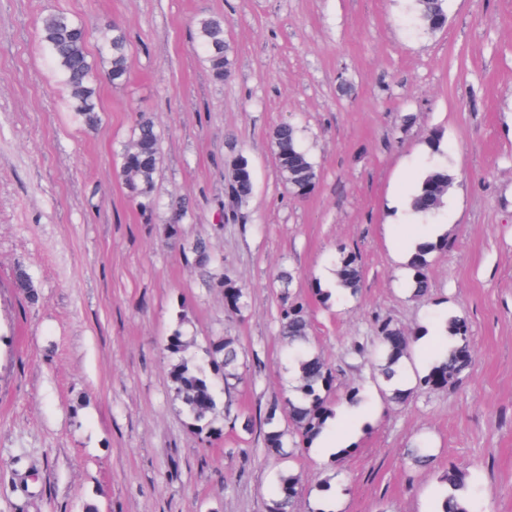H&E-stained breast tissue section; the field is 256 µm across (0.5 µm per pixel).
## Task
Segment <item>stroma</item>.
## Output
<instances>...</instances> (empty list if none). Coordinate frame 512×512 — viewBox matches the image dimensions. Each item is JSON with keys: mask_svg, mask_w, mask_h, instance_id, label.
<instances>
[{"mask_svg": "<svg viewBox=\"0 0 512 512\" xmlns=\"http://www.w3.org/2000/svg\"><path fill=\"white\" fill-rule=\"evenodd\" d=\"M415 0H0V512H267L284 463L235 418L265 413L291 387L279 334L280 269L309 304L319 353L336 370L332 402L359 390L364 428L350 451L301 449L295 512H432L448 466L467 472L472 512H512V0H448L446 27L412 25ZM47 9L125 28L131 73L101 83L98 127L69 112L39 49ZM228 21L233 75L212 79L196 20ZM161 133L154 195L189 201L181 227L205 238L242 314L224 310L210 271L166 244L162 213L142 211L115 168L137 111ZM298 126L319 177L306 197L282 184L270 132ZM441 134L456 180L437 221L445 252L428 299H411L404 256L424 237L400 211L435 162ZM255 183L228 204L231 146ZM363 267L357 298L316 296L340 251ZM38 294L14 286L17 268ZM461 317L471 363L454 384L400 407L373 381L375 353L344 363L375 320L435 329ZM202 357L235 337L241 379L220 397L218 436L191 432L171 389L174 329ZM426 442L432 470L405 448Z\"/></svg>", "mask_w": 512, "mask_h": 512, "instance_id": "35a3bbf8", "label": "stroma"}]
</instances>
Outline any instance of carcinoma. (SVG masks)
<instances>
[{"label":"carcinoma","mask_w":512,"mask_h":512,"mask_svg":"<svg viewBox=\"0 0 512 512\" xmlns=\"http://www.w3.org/2000/svg\"><path fill=\"white\" fill-rule=\"evenodd\" d=\"M418 25L430 32L443 29L448 22L446 0H417ZM227 23L220 15H205L196 22V39L202 50L208 70L214 80L224 81V74L233 64L229 43L226 41ZM39 44L67 90L70 110L88 127L101 120L98 103V76L88 51V26L80 19L59 10L42 13L37 20ZM101 53L108 55L110 69L107 78L114 85L123 84L129 73V41L118 25L108 24L99 30ZM280 178L288 191L297 194L300 189L312 190L318 179L317 166L311 154L302 148L298 131L290 123L277 125L270 135ZM160 163V134L154 117L147 112L139 114L132 137L120 153V173L133 200L144 211L153 209L152 193ZM228 196L232 212H237L253 195L254 179L248 159L236 152L229 162ZM455 183L454 175L445 166L428 171L409 195L410 212L417 216L435 215L444 207ZM189 214V204L181 199L172 202L163 224V235L182 244V253L191 254L194 262L208 268L215 260L210 245L202 238H182L180 226ZM448 240L443 235L434 242L420 243L409 261L413 271L410 294L414 299L428 297L431 288L429 267L432 256L441 251ZM337 298L355 297L363 278L362 266L353 253L344 254L336 261ZM216 284L239 295L238 306L228 313L239 315L248 307L245 291L233 285L224 273H213ZM15 285L29 302L37 300L26 271L15 273ZM279 333L286 340L292 362L295 364L297 385L291 393L273 403L266 413L255 420L244 418V429L259 428L265 448L281 457L293 458L305 444L320 433L332 409L328 395L336 380L333 369L320 353L315 351L311 336V322L307 304L284 293L279 317ZM446 341L430 363L424 375H409L407 363L417 335L385 320L376 322L373 343L381 356L376 377L382 396L390 403L405 404L419 389L445 387L457 381L468 367L469 342L464 322L450 316L443 325ZM204 363L180 358L171 370L173 392L190 419L192 433L202 442L214 435L213 424L217 413L218 386H231L239 381V347L231 337H219L210 342ZM414 466L428 468L434 458L430 450L420 444L407 449ZM440 493L435 512H470L465 474L450 467L440 477ZM299 478L291 471L276 474L270 492L268 512H294Z\"/></svg>","instance_id":"carcinoma-1"}]
</instances>
